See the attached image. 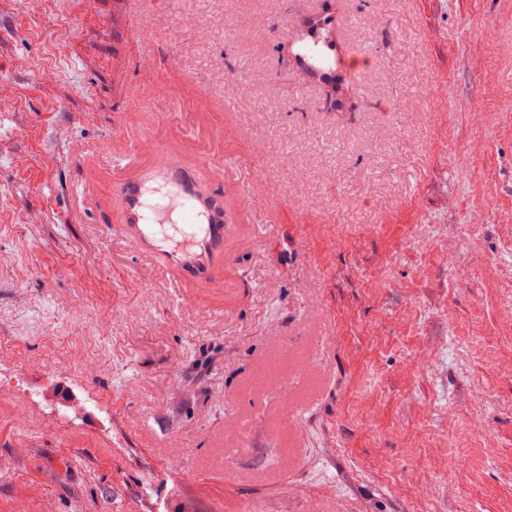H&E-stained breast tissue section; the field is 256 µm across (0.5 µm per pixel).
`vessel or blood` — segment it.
<instances>
[{"mask_svg": "<svg viewBox=\"0 0 512 512\" xmlns=\"http://www.w3.org/2000/svg\"><path fill=\"white\" fill-rule=\"evenodd\" d=\"M325 29L323 21L310 17L290 31L295 41L333 50ZM300 60L308 78H332L345 69L347 57L335 53L329 66L307 53ZM120 135L129 151L108 177L119 220L101 224L100 230L122 240L138 258L187 280L193 299L203 303L224 289V246L233 227L218 190L224 168L201 151L187 153L145 132L124 126Z\"/></svg>", "mask_w": 512, "mask_h": 512, "instance_id": "vessel-or-blood-1", "label": "vessel or blood"}]
</instances>
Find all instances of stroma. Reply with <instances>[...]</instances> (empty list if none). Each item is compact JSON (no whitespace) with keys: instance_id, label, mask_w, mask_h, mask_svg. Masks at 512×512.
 Returning <instances> with one entry per match:
<instances>
[{"instance_id":"stroma-1","label":"stroma","mask_w":512,"mask_h":512,"mask_svg":"<svg viewBox=\"0 0 512 512\" xmlns=\"http://www.w3.org/2000/svg\"><path fill=\"white\" fill-rule=\"evenodd\" d=\"M307 11L369 55L339 93L282 44ZM119 122L240 131L213 161L252 203L201 307L98 230ZM439 224L512 262V0H0V512H512V281H457ZM283 344L316 367L287 406L258 382ZM58 386L105 414L57 423Z\"/></svg>"}]
</instances>
